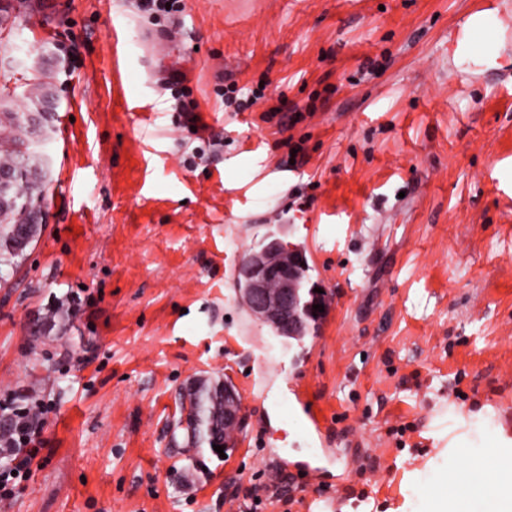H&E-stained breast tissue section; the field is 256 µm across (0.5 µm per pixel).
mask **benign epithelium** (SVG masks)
Returning a JSON list of instances; mask_svg holds the SVG:
<instances>
[{"label": "benign epithelium", "instance_id": "obj_1", "mask_svg": "<svg viewBox=\"0 0 512 512\" xmlns=\"http://www.w3.org/2000/svg\"><path fill=\"white\" fill-rule=\"evenodd\" d=\"M306 270L302 250L278 238L246 254L237 288L250 316L279 336L303 335L300 281Z\"/></svg>", "mask_w": 512, "mask_h": 512}]
</instances>
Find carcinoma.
Segmentation results:
<instances>
[{
    "label": "carcinoma",
    "instance_id": "1",
    "mask_svg": "<svg viewBox=\"0 0 512 512\" xmlns=\"http://www.w3.org/2000/svg\"><path fill=\"white\" fill-rule=\"evenodd\" d=\"M27 89L20 95L0 92V166L18 170L14 193L0 201V264H7L23 254L40 234L41 225L28 223L31 213L43 200L42 189L34 187L31 171L42 178L48 175V159L40 150L28 145L29 135L21 111H36L50 89L48 71L32 73ZM187 401L186 432L188 443L199 452L215 445L227 447L234 434L233 426L224 423V407H239L240 399L225 395V384L201 383L184 396Z\"/></svg>",
    "mask_w": 512,
    "mask_h": 512
}]
</instances>
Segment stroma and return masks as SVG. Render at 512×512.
Instances as JSON below:
<instances>
[{"label": "stroma", "instance_id": "35a3bbf8", "mask_svg": "<svg viewBox=\"0 0 512 512\" xmlns=\"http://www.w3.org/2000/svg\"><path fill=\"white\" fill-rule=\"evenodd\" d=\"M29 3L0 89L31 75L15 45L46 58L69 144L45 148L39 238L0 265V399L52 406L0 512H430L449 464L512 459V0H184L168 34L134 0ZM480 11L503 28L455 66ZM261 82L303 111L286 134L215 94ZM273 238L327 299L301 341L235 286ZM225 380L233 448L183 452L186 390ZM182 76L178 71H171L166 80V88L172 91V97L176 101L174 104V112H179V126L182 124L184 128H188V131L195 133L198 129V116L195 112H198V103L194 99H190V93L185 91V88L181 86ZM183 117L184 122H181ZM191 126L195 127V130L191 129Z\"/></svg>", "mask_w": 512, "mask_h": 512}]
</instances>
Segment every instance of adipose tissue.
Instances as JSON below:
<instances>
[{"label":"adipose tissue","mask_w":512,"mask_h":512,"mask_svg":"<svg viewBox=\"0 0 512 512\" xmlns=\"http://www.w3.org/2000/svg\"><path fill=\"white\" fill-rule=\"evenodd\" d=\"M484 476L478 460H470L466 465H449L444 473L447 493L438 495L435 512H512V465L504 467L496 485L483 488ZM482 486V493L470 496L467 500L456 497V490L463 485Z\"/></svg>","instance_id":"1"}]
</instances>
